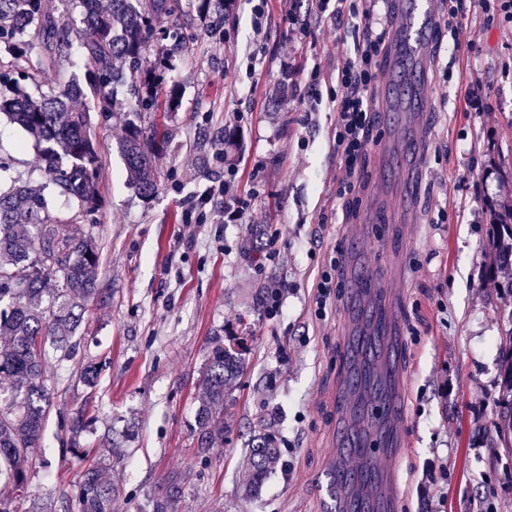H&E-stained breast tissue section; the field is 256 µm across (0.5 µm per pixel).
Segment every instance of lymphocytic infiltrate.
<instances>
[{"label":"lymphocytic infiltrate","instance_id":"1","mask_svg":"<svg viewBox=\"0 0 512 512\" xmlns=\"http://www.w3.org/2000/svg\"><path fill=\"white\" fill-rule=\"evenodd\" d=\"M380 2L351 0L347 17L357 20L361 39L356 60L345 63L336 76V192L356 202L366 188L361 163L377 124L371 93L389 39V17L382 12ZM472 7L480 8L489 17L512 22V0H448V10L442 20L455 46L471 42L464 18Z\"/></svg>","mask_w":512,"mask_h":512}]
</instances>
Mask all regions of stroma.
<instances>
[{
  "mask_svg": "<svg viewBox=\"0 0 512 512\" xmlns=\"http://www.w3.org/2000/svg\"><path fill=\"white\" fill-rule=\"evenodd\" d=\"M179 0V44L161 72L171 112H143L128 88L91 111L100 203L88 218L100 244L99 294L73 358L50 363L54 406L31 448L29 490L13 512H68L88 469L117 490L112 512H151L167 480L178 512H322L315 495L336 454L339 348L357 308L351 284L314 315L321 266L389 267L409 379L400 512H512V448L499 440L501 344L512 296L488 275L490 206L512 199V23L471 13L472 49L451 48L423 84L418 137L427 165L413 184L369 151L353 223L336 194V72L355 57V27L337 28L310 0H226L201 11ZM320 80L310 85L311 70ZM486 98L466 111L465 86ZM167 133L158 191L132 188L120 150L128 122ZM0 178L45 182L34 140L0 119ZM235 172L250 196L224 220L222 186ZM411 193L413 223L390 201ZM281 289L276 316L259 298ZM248 347L222 444L197 447L192 428L213 339ZM96 364L93 386L77 380ZM87 427L71 450L67 420ZM273 427L279 462L254 494L241 488L249 439ZM54 498H47L48 489Z\"/></svg>",
  "mask_w": 512,
  "mask_h": 512,
  "instance_id": "stroma-1",
  "label": "stroma"
}]
</instances>
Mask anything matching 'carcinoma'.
<instances>
[{
	"instance_id": "1",
	"label": "carcinoma",
	"mask_w": 512,
	"mask_h": 512,
	"mask_svg": "<svg viewBox=\"0 0 512 512\" xmlns=\"http://www.w3.org/2000/svg\"><path fill=\"white\" fill-rule=\"evenodd\" d=\"M82 27L73 29L55 15L49 0H0V44L17 57L37 55L56 65L82 60L89 69L93 109L110 112L116 87L128 82L139 92L137 102L147 108L158 98L156 71L164 58L150 59L151 40L170 36L166 20L175 15L173 0H153L144 14L136 0H78ZM29 75L12 77L0 72V83L13 95L0 98V114L34 138L47 183L61 187L78 203V214L56 215L48 210L41 190L13 184L0 190V378L13 384L0 396V459L10 464L0 485V512H11L12 502L28 489V449L41 437L51 407L44 383L45 344L52 341L57 360L72 355L71 339L89 315L88 302L97 294L98 243L79 217L92 213L99 202L98 155L88 128V113L70 102L85 97L74 81L58 90L31 93ZM164 141L156 127L144 131L128 126L121 144L130 181L145 196L157 192L154 158ZM495 228L492 264L512 272V201L493 214ZM56 287H46L47 278ZM502 359L504 394L499 429L512 440V328ZM245 349L215 341L203 376L196 412L198 447L207 450L224 441V405L233 383L245 369ZM245 486L263 482L277 464L275 436L267 432L249 447ZM116 489L106 476L88 472L71 512H110ZM178 487L169 484L152 501V512H177Z\"/></svg>"
}]
</instances>
